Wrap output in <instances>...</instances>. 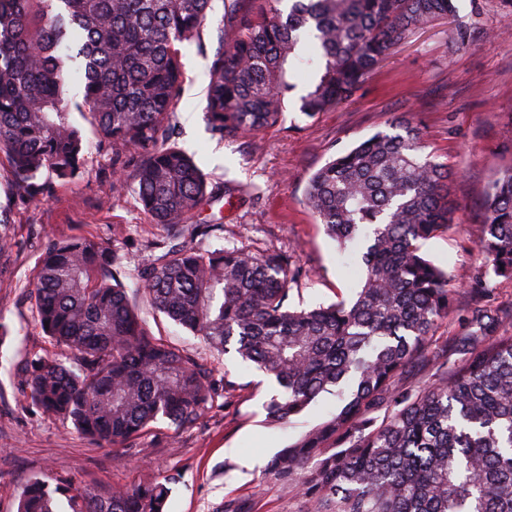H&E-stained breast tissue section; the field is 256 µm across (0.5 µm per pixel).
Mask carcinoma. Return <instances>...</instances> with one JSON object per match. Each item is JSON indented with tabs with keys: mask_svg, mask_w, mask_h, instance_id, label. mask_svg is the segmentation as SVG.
Wrapping results in <instances>:
<instances>
[{
	"mask_svg": "<svg viewBox=\"0 0 512 512\" xmlns=\"http://www.w3.org/2000/svg\"><path fill=\"white\" fill-rule=\"evenodd\" d=\"M215 0H0V154L16 190L37 200L87 168L83 114L111 172L164 231L133 271L112 242L43 234L25 300L59 355L18 371L39 412L97 445L122 447L166 423L195 424L235 391L201 357L155 336L135 303L209 349L253 364L280 390L266 422L284 427L322 394L333 410L279 449L264 477L311 512H512V327L474 307L450 362L432 345L455 312L448 271L422 251L448 231V165L424 154L404 117L329 160L306 200L326 236L361 256L360 287L310 309L288 302L286 254L200 243L223 218L203 206L212 184L174 137L181 46L200 40ZM232 31L207 67L206 121L227 142L279 124L297 73L312 118L351 98L399 44L454 15V0H221ZM478 251L512 278V168L488 192ZM428 362V380L399 384ZM176 475L129 490L68 496V512H167ZM64 490L38 478L17 512H62Z\"/></svg>",
	"mask_w": 512,
	"mask_h": 512,
	"instance_id": "carcinoma-1",
	"label": "carcinoma"
}]
</instances>
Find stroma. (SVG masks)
Instances as JSON below:
<instances>
[{"mask_svg": "<svg viewBox=\"0 0 512 512\" xmlns=\"http://www.w3.org/2000/svg\"><path fill=\"white\" fill-rule=\"evenodd\" d=\"M455 17L434 21L398 45L349 101L312 119L287 103L281 125L228 143L207 129L202 108L205 68L220 43V15H213L198 43L182 48L183 90L174 122L180 140L212 184L233 181L231 201H220L224 228L212 247L244 246L293 254L301 275L289 294L298 308L349 297L355 257L340 255L306 205L311 174L329 159L406 116L418 124L427 152L453 171L457 203L448 231L427 240L424 252L444 265L461 315L474 307L472 288L484 259L476 231L486 218L482 202L492 182L512 167V0H455ZM474 32L456 47L455 27ZM104 165L89 157L85 173L56 186L43 200L25 202L12 188V170L0 156V219L12 238L0 255V321L11 336L0 344V512H16L18 490L30 477L63 480L71 493L129 489L145 477L181 473L169 512H217L225 502L248 501L251 512H307L304 500L286 495L263 473L282 448L336 403L325 396L295 426L266 425L265 404L273 386L261 373L230 355L205 351L194 336L165 319L148 317L155 335L190 352H206L237 390L228 404L209 407L194 426L165 424L129 448L102 447L71 426L36 411L24 395L17 364L27 354L52 347L26 305L38 261L36 235H93L112 240L131 263L148 254L147 241L161 228L133 195H113L100 204Z\"/></svg>", "mask_w": 512, "mask_h": 512, "instance_id": "stroma-1", "label": "stroma"}]
</instances>
